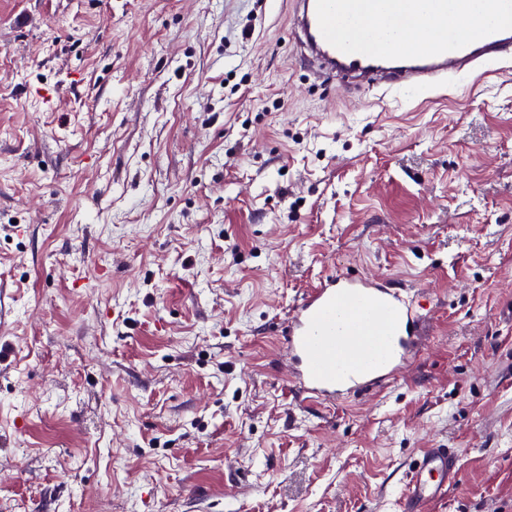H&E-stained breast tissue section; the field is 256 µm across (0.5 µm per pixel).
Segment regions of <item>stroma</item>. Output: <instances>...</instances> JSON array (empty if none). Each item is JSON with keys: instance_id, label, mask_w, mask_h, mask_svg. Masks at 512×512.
Wrapping results in <instances>:
<instances>
[{"instance_id": "1", "label": "stroma", "mask_w": 512, "mask_h": 512, "mask_svg": "<svg viewBox=\"0 0 512 512\" xmlns=\"http://www.w3.org/2000/svg\"><path fill=\"white\" fill-rule=\"evenodd\" d=\"M348 272L433 309L392 388L289 385ZM512 512V66L325 85L288 0H0V512ZM460 478L458 458L450 448H427L415 461L400 498V512H427Z\"/></svg>"}]
</instances>
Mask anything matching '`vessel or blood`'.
I'll use <instances>...</instances> for the list:
<instances>
[{
    "mask_svg": "<svg viewBox=\"0 0 512 512\" xmlns=\"http://www.w3.org/2000/svg\"><path fill=\"white\" fill-rule=\"evenodd\" d=\"M298 54L321 82L425 93L512 56V0H292ZM425 296L336 273L307 291L282 331L289 379L317 402L387 389L421 345ZM460 478L456 454L415 461L400 512H428Z\"/></svg>",
    "mask_w": 512,
    "mask_h": 512,
    "instance_id": "1",
    "label": "vessel or blood"
}]
</instances>
